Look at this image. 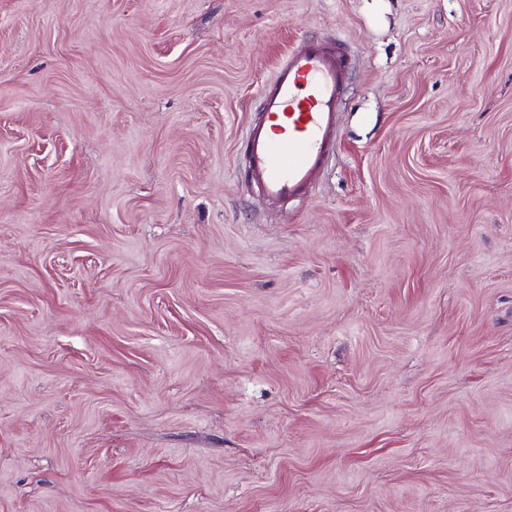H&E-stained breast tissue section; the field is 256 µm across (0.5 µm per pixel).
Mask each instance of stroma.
<instances>
[{
  "label": "stroma",
  "instance_id": "1",
  "mask_svg": "<svg viewBox=\"0 0 512 512\" xmlns=\"http://www.w3.org/2000/svg\"><path fill=\"white\" fill-rule=\"evenodd\" d=\"M0 512H512V0H0ZM348 67L341 45L304 39L261 88L245 154L248 176L263 200L290 201L313 188L336 146Z\"/></svg>",
  "mask_w": 512,
  "mask_h": 512
}]
</instances>
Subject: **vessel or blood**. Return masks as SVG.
I'll return each instance as SVG.
<instances>
[{
    "instance_id": "obj_1",
    "label": "vessel or blood",
    "mask_w": 512,
    "mask_h": 512,
    "mask_svg": "<svg viewBox=\"0 0 512 512\" xmlns=\"http://www.w3.org/2000/svg\"><path fill=\"white\" fill-rule=\"evenodd\" d=\"M348 67L341 45L306 39L261 88L245 154L248 176L263 200L290 201L313 188L336 145Z\"/></svg>"
}]
</instances>
